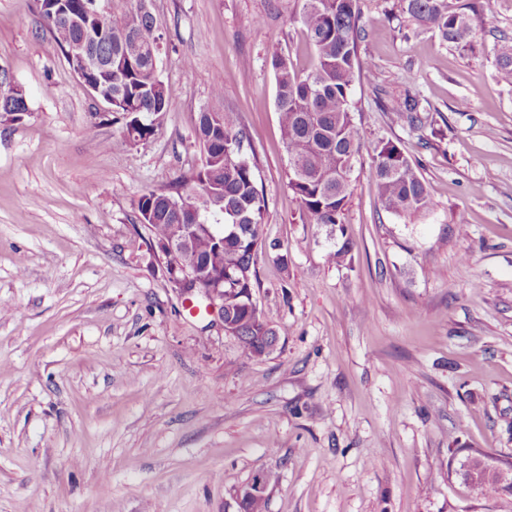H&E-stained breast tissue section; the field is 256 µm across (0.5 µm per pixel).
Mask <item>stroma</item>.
<instances>
[{
    "label": "stroma",
    "instance_id": "stroma-1",
    "mask_svg": "<svg viewBox=\"0 0 512 512\" xmlns=\"http://www.w3.org/2000/svg\"><path fill=\"white\" fill-rule=\"evenodd\" d=\"M475 52L443 43L403 0H360L354 87L365 137L344 223L352 262L288 187L270 59L314 55L298 0H148L168 112L144 146L80 83L35 0H0V69L27 98L0 124V512H238L276 476L267 512H512L458 473L512 460V85L495 70L512 0ZM262 25H255V18ZM222 96H214V86ZM411 95L414 128L382 109ZM238 113L267 199L253 299L279 344L253 358L190 313L136 203L203 160L200 112ZM417 164L431 207L386 212L379 141Z\"/></svg>",
    "mask_w": 512,
    "mask_h": 512
}]
</instances>
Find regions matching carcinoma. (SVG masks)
<instances>
[{"label":"carcinoma","instance_id":"obj_1","mask_svg":"<svg viewBox=\"0 0 512 512\" xmlns=\"http://www.w3.org/2000/svg\"><path fill=\"white\" fill-rule=\"evenodd\" d=\"M104 2L112 21L110 41L87 42L83 30L64 16L47 12L42 18L66 59L75 48L102 59L100 93H112V113L125 120L124 142L144 146L155 135L171 99L155 64L160 23L143 10V0ZM301 2L298 20L314 51V64L300 74L288 59L272 57L275 107L288 154V186L314 223L338 234L340 245L328 253V260L341 266L353 250L342 216L352 195L354 165L364 138L354 119L352 96L357 75L370 65L358 50L359 0ZM406 2L409 16L437 32L442 41L462 50L474 48L476 27L468 13L448 11L445 0ZM495 67L500 80L512 84L511 40L497 46ZM389 111L413 126L422 124L419 102L409 96L393 101ZM195 137L204 153L202 167L165 188L145 192L137 210L153 241L168 238L175 224L196 225L203 269L224 275V321L233 327L243 352L260 358L256 337L273 336L276 329L251 302L253 256L265 246L266 201L257 186L256 166L241 152L245 132L235 112L200 113ZM371 174L386 211L412 217L429 209L423 178L396 143L382 141L375 147ZM211 224L224 228L220 248L213 244ZM463 479L487 496L512 490V461H502L487 477L477 471Z\"/></svg>","mask_w":512,"mask_h":512}]
</instances>
